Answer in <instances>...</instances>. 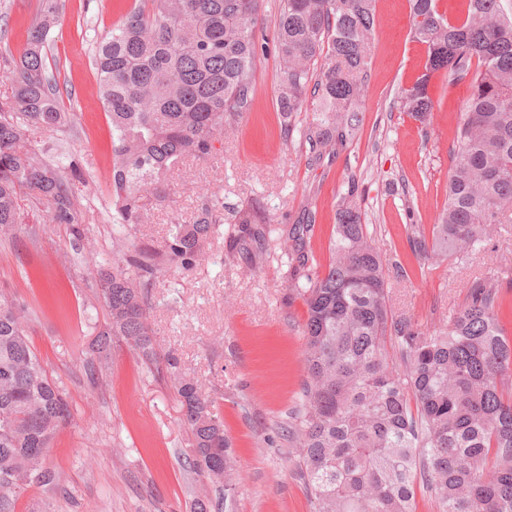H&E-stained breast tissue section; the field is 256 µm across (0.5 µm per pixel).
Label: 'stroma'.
Instances as JSON below:
<instances>
[{"label":"stroma","instance_id":"stroma-1","mask_svg":"<svg viewBox=\"0 0 512 512\" xmlns=\"http://www.w3.org/2000/svg\"><path fill=\"white\" fill-rule=\"evenodd\" d=\"M57 3L47 63L69 86L61 107L75 120L62 136L37 133L30 142L39 151L61 146L80 173L82 236L51 223L45 207L25 205L21 230L0 234V293L24 305L29 340L65 391L72 419L47 456L60 474L59 488L30 490L16 512H191L198 499L209 502L210 512H311L283 434L305 375L306 306L284 286L289 263L281 250L262 255L253 248L229 257L239 229L235 213L259 205L284 233L312 223L305 249L322 269L335 235L336 201L357 181V203L383 257L400 261L409 274L392 285L394 312L430 331L443 328L474 277L495 272L512 279V224L490 250L440 267L420 266L407 243V225L429 230L438 221L467 86L435 74L429 122L404 112L401 95L421 75L426 50L410 34L408 0H376L363 129L336 154L318 155L304 135L310 113L287 121L277 110L279 0H263L257 37L264 49L250 110L234 135L216 141L209 159L188 160L173 175L166 198L152 202L136 228L138 240L158 249L170 224L195 222L205 192L223 199L203 265L154 279L149 322L162 350L211 395L224 420L239 481L228 504L193 467L170 382L122 343L102 378H92L86 366L84 352L105 313L83 259L93 250L99 260L112 261L123 238L112 222L109 118L95 92L91 44L135 0ZM42 9V0H0V58L19 55L26 28L39 22Z\"/></svg>","mask_w":512,"mask_h":512}]
</instances>
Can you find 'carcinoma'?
<instances>
[{
	"label": "carcinoma",
	"mask_w": 512,
	"mask_h": 512,
	"mask_svg": "<svg viewBox=\"0 0 512 512\" xmlns=\"http://www.w3.org/2000/svg\"><path fill=\"white\" fill-rule=\"evenodd\" d=\"M262 0H139L92 48L96 93L112 125L113 220L143 223L151 200L166 197L171 173L206 159L217 135L235 131L250 110ZM376 0H281L274 21L283 117L309 112L305 137L322 152L352 141L363 126ZM413 38L427 49L425 72L402 95L405 112L425 123L428 86L442 72L470 93L451 151L446 199L426 234L407 225L422 265L486 250L497 225L512 223V0H467L449 21L438 0H409ZM58 4L26 30L19 60L8 63L13 100L0 104V230L22 224L27 191L52 207L56 224H74L75 175L27 148L36 131L58 133L74 114L60 105L48 69ZM351 184L336 204L330 260L319 272L300 248L312 230L278 237L288 252V289L307 306L302 326L305 378L285 437L295 449L313 512H416L423 488L438 512H512V335L500 318V279L473 280L444 329L424 331L390 306L389 278L406 268L383 259ZM213 193L192 224L169 226L163 250L132 242L96 280L107 311L86 351L93 374L122 341L157 375L176 362L158 355L148 324V288L159 271L190 270L206 259L214 233ZM0 298V512H16L32 487L53 490L47 450L72 413L48 377L21 319ZM193 466L233 498L234 463L214 401L197 382L174 375Z\"/></svg>",
	"instance_id": "obj_1"
}]
</instances>
